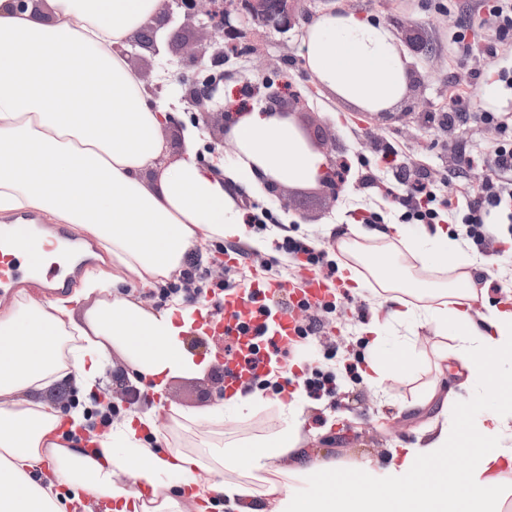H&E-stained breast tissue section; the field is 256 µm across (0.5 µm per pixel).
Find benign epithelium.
Listing matches in <instances>:
<instances>
[{"instance_id": "benign-epithelium-1", "label": "benign epithelium", "mask_w": 512, "mask_h": 512, "mask_svg": "<svg viewBox=\"0 0 512 512\" xmlns=\"http://www.w3.org/2000/svg\"><path fill=\"white\" fill-rule=\"evenodd\" d=\"M318 0H163L160 15L137 31L138 42L153 51L157 32L181 16L207 34L205 52L191 53L196 77L188 80L182 76L170 84V90L180 95V101L187 103L201 113L203 122H208L213 109L224 111V51L238 50V39L255 26L284 32L314 14ZM288 84L283 83L265 94L266 108L283 116L293 115V108L283 106ZM309 143L320 150L330 166H335L336 141L328 139L322 129L313 131L301 128Z\"/></svg>"}]
</instances>
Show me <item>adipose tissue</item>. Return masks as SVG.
<instances>
[{
	"label": "adipose tissue",
	"instance_id": "obj_1",
	"mask_svg": "<svg viewBox=\"0 0 512 512\" xmlns=\"http://www.w3.org/2000/svg\"><path fill=\"white\" fill-rule=\"evenodd\" d=\"M45 2L48 21L47 12L0 0V213L31 210L92 234L113 268L88 271L70 294L46 302L26 295L0 313V334L11 339L0 347V512H67L71 504L92 512L103 498L109 512H212L215 493L234 512H259L249 480L260 471L275 475L260 493L269 512H396V503L397 512H502L512 496V399L496 391L483 394L465 484L449 483L435 505L405 492L456 441L458 428L444 422L420 431L402 463L389 467L385 490L358 486L348 502L334 483L291 493V479L324 466L303 448L304 410L292 403L282 405L273 434L205 456L156 448L165 433L150 411L95 430L84 406L59 413L50 398L65 381L87 403L99 400L103 365L114 354L130 380L148 381L157 394L170 379L205 374L211 359L185 347L196 307L176 297L151 311L123 294L124 272L147 287L179 272L205 241L246 239L241 191L309 188L326 163L291 118L250 108L226 131L234 163L200 164L191 127L185 155L165 161L169 108L151 102L126 55L131 35L159 15L163 0ZM303 50L314 82L359 111H391L408 92L410 58L386 22L330 5L307 23ZM394 231L395 255L385 263L363 247L379 230L353 224L338 240L340 278L360 286L370 277L391 294L386 323H370L367 333L431 323L451 337L450 358L467 381L501 377L512 367V308L475 309L476 257L439 225ZM407 258L441 279L410 273ZM201 470L209 481L199 482Z\"/></svg>",
	"mask_w": 512,
	"mask_h": 512
}]
</instances>
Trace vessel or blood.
Masks as SVG:
<instances>
[{"instance_id":"b4317fda","label":"vessel or blood","mask_w":512,"mask_h":512,"mask_svg":"<svg viewBox=\"0 0 512 512\" xmlns=\"http://www.w3.org/2000/svg\"><path fill=\"white\" fill-rule=\"evenodd\" d=\"M62 236L60 227L34 224L22 219L0 226V293L14 288L22 272L40 276L48 292L65 287L68 274L63 264L49 262L50 253L56 249ZM288 295L291 304L273 316L261 313L265 301ZM332 293L324 276L308 274L299 285L283 280L261 277L245 287H235L224 292V315L213 320V329L236 333L239 324H247L248 332L240 338L241 355L229 360V375L224 378V390L233 393L252 379L253 372L244 364L243 353L249 352L256 336L273 334L278 347H288L297 337V329L305 313L329 301Z\"/></svg>"}]
</instances>
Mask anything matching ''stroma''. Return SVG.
Masks as SVG:
<instances>
[{"label": "stroma", "instance_id": "stroma-1", "mask_svg": "<svg viewBox=\"0 0 512 512\" xmlns=\"http://www.w3.org/2000/svg\"><path fill=\"white\" fill-rule=\"evenodd\" d=\"M340 3L367 17L402 24L414 41L407 49L411 59L408 93L386 116L361 112L315 86L304 66L302 39L294 31L285 35L257 33L249 39L247 48L239 50L235 59L224 65L228 74L225 86L241 87L244 102L258 105L262 96L252 93L248 83L253 79L254 59L262 58L265 79L272 84L291 81L294 91L306 102L305 121L324 126L342 147L343 158L352 170L337 199H330L317 186L291 194L286 203L281 201L279 193L268 189L256 198L258 204L274 209L280 219L288 220L289 236L314 240L332 256L337 253L336 238L341 225L359 223L363 211L379 213L388 224L398 221L394 204L372 195L356 174L361 166H369L380 179L395 184L397 192H404L395 168L381 161L375 148L377 141L389 142L398 149L397 166L410 169L412 177L445 179L454 188L470 191L482 179L483 172L481 168L468 167L467 156L475 153L480 144L499 136L494 127L482 121V112L512 113V89L497 79L498 71L512 70V54L485 56V74L475 81L471 78V62L451 53V40L457 33L470 38L478 33L473 16L476 0H340ZM179 29L189 37L192 46L205 45L203 32L188 24L180 28L172 23L161 29L158 51L131 47L128 61L147 89H154L162 65L169 63L175 72L192 74L189 55L172 39ZM422 40L432 47V54L416 49V42ZM459 94L468 101L467 115L454 131L427 122V114L447 109L452 97ZM251 236V242L245 244L204 243L198 247L196 257L201 267L211 269L223 262L225 251L239 253L241 259L229 273L238 284L249 282L258 268L272 278L293 283L301 280L303 267L274 250V241L279 237L277 226L252 231ZM330 282L336 287V310L318 311L323 328L320 334L298 341L293 361L302 366L319 360L339 367L353 364L352 373L342 372L336 379L335 404L310 398L302 391L294 396L285 393L280 403L216 422L212 410L220 402L218 389L224 375L212 369L199 377L173 379L167 386L169 404L188 413H198V421L189 427L171 423L167 408L156 409V398L146 385L140 390L135 410H156L157 421L168 426L166 436L171 444L199 447L206 442H242L255 435L270 434L279 426L281 404L293 402L304 409L302 434L304 446L312 457L359 462V469L348 473L352 482L369 481L374 488L384 489L389 465L401 462L404 448L435 420V412L448 394V370L438 355L451 340L438 335L434 325L424 324L412 331L393 328L379 346H372L362 326L373 312L387 311L383 293L367 286H341L336 274ZM373 354L395 361L397 366L396 372L378 387L365 383L360 372ZM421 399L428 400V408L409 414L403 411V403ZM395 421L400 424L396 430L391 427Z\"/></svg>", "mask_w": 512, "mask_h": 512}]
</instances>
